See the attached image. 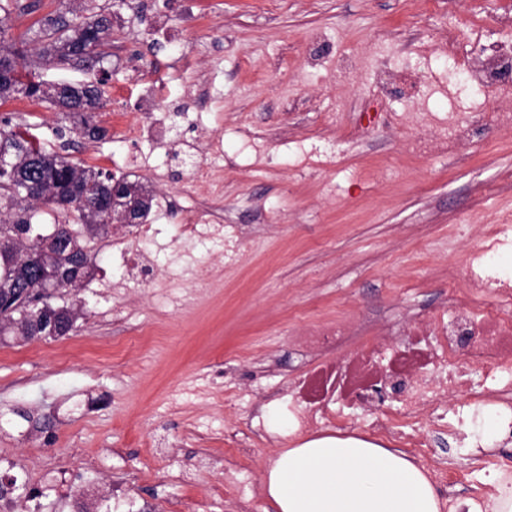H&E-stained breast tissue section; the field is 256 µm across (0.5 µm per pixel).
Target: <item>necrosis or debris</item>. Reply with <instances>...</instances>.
<instances>
[{
  "label": "necrosis or debris",
  "instance_id": "1",
  "mask_svg": "<svg viewBox=\"0 0 512 512\" xmlns=\"http://www.w3.org/2000/svg\"><path fill=\"white\" fill-rule=\"evenodd\" d=\"M487 49V64L466 70V83L476 95L512 75V43L494 41ZM410 123L422 130L410 144L412 151L458 153L476 138L511 131L512 109L490 110L481 102L445 130L417 115ZM222 198L218 191L208 208L182 211L180 227L190 238L223 247L232 262L239 242L236 225L211 222ZM511 252L512 225H488L463 271L449 270L444 309L374 334L362 347L357 375H350L349 365L334 353L347 337L359 334V327L343 321L303 326L299 343L319 362L279 398L297 434L329 424L346 428L350 411L359 409L370 413L366 429L376 439L424 458L431 446L424 427L458 432L469 403L487 407L493 420L512 430V267L502 262ZM482 365L488 368L484 384H472L471 367Z\"/></svg>",
  "mask_w": 512,
  "mask_h": 512
}]
</instances>
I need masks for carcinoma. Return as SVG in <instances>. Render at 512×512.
Returning <instances> with one entry per match:
<instances>
[{"label": "carcinoma", "mask_w": 512, "mask_h": 512, "mask_svg": "<svg viewBox=\"0 0 512 512\" xmlns=\"http://www.w3.org/2000/svg\"><path fill=\"white\" fill-rule=\"evenodd\" d=\"M89 16L76 23L62 11L50 12L33 22L19 39L0 45V104L10 99L27 98L51 107L58 92L53 84L40 81L34 93H25L30 78L40 72L27 65L29 56L42 63L65 66L86 59L84 68L98 72L86 83L87 93L72 98L74 111L53 125H43L38 133L23 118L0 119V150L13 165L14 178L0 177V335L11 331L34 336L51 317L73 330L82 316L75 303L55 305L54 295L37 290L59 286L45 279L53 269L66 275L75 287L90 278L95 270V255L90 244L108 237L101 225L112 222V212L97 209V195L112 197L114 176L81 162H75L69 149L72 134L89 138L94 126L93 113L104 107L111 74L103 66L109 56L106 47L112 38V11L88 6ZM32 12V5L21 0L0 2V38L13 27V21ZM73 119V125L66 121ZM125 193L110 202L116 209L130 203L144 190L138 182L124 181ZM65 208L73 216L71 224H42L34 221V205Z\"/></svg>", "instance_id": "1"}]
</instances>
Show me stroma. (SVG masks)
<instances>
[{"mask_svg":"<svg viewBox=\"0 0 512 512\" xmlns=\"http://www.w3.org/2000/svg\"><path fill=\"white\" fill-rule=\"evenodd\" d=\"M114 12L103 140L71 156L153 196L150 248L161 264L126 282L94 244L96 269L63 289L84 316L69 335L0 342V484L25 512H114L124 482L135 512H228L225 436L248 440L256 512H278L269 459L297 445L287 429L253 436L249 414L309 363L294 340L311 321H355L440 305L449 266H462L482 225L512 220V132L464 156L410 155L409 129L347 130L364 115L429 112L464 100L455 73L476 56L474 23L506 35L512 0H96ZM162 80L166 111L220 137L224 211L244 232L243 256L179 234L164 196L185 189V135L129 138L124 120L151 108L133 76ZM207 272L210 285L194 281ZM28 411L31 421L19 418ZM476 444L435 436L425 471L472 465ZM497 491L496 476L438 492L440 512Z\"/></svg>","mask_w":512,"mask_h":512,"instance_id":"35a3bbf8","label":"stroma"}]
</instances>
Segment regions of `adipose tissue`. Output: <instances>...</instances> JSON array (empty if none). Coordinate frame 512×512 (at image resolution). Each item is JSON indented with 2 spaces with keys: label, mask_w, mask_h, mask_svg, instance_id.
I'll use <instances>...</instances> for the list:
<instances>
[{
  "label": "adipose tissue",
  "mask_w": 512,
  "mask_h": 512,
  "mask_svg": "<svg viewBox=\"0 0 512 512\" xmlns=\"http://www.w3.org/2000/svg\"><path fill=\"white\" fill-rule=\"evenodd\" d=\"M279 512H439L426 472L354 437H321L285 449L266 471Z\"/></svg>",
  "instance_id": "adipose-tissue-1"
}]
</instances>
